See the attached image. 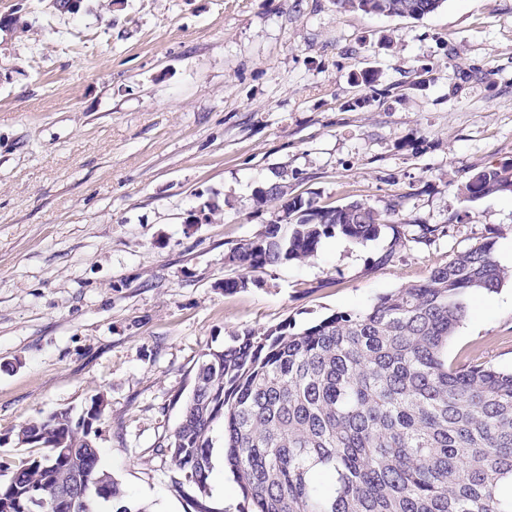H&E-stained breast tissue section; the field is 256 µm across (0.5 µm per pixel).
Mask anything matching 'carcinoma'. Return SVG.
Wrapping results in <instances>:
<instances>
[{"instance_id":"1","label":"carcinoma","mask_w":512,"mask_h":512,"mask_svg":"<svg viewBox=\"0 0 512 512\" xmlns=\"http://www.w3.org/2000/svg\"><path fill=\"white\" fill-rule=\"evenodd\" d=\"M341 8L423 17L444 0H336ZM512 190V164L484 169L461 188L468 202ZM284 197L275 184L264 207ZM225 259L245 275L317 253L323 240L356 242L385 231L407 241L395 210L360 202L320 207L289 200ZM509 273L482 243L433 268L422 281L386 293L366 310L337 312L300 332L286 323L232 335L199 361L181 421L163 439L176 473L211 512L214 431L240 488L239 512H512V370L448 362V339L468 313L467 298L493 291ZM98 400L78 419L67 410L21 425L18 445L42 449L0 480V512H23L38 496L45 512H147L129 502L101 464L93 423ZM79 497L60 495L73 473Z\"/></svg>"}]
</instances>
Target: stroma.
I'll list each match as a JSON object with an SVG mask.
<instances>
[{
    "label": "stroma",
    "mask_w": 512,
    "mask_h": 512,
    "mask_svg": "<svg viewBox=\"0 0 512 512\" xmlns=\"http://www.w3.org/2000/svg\"><path fill=\"white\" fill-rule=\"evenodd\" d=\"M0 456L22 422L107 402L96 445L129 499L193 512L159 443L201 355L231 332L301 331L492 242L512 271V192L463 201L512 163V0L421 18L336 0H112L69 14L0 0ZM373 71V84L362 81ZM396 207L412 239H325L228 293L224 256L262 232L256 191ZM432 229L418 237L419 225ZM448 358L512 370V280L468 298ZM207 503L242 495L216 457ZM512 190V164L484 169L473 175L461 188L464 201L472 202L484 196Z\"/></svg>",
    "instance_id": "obj_1"
}]
</instances>
